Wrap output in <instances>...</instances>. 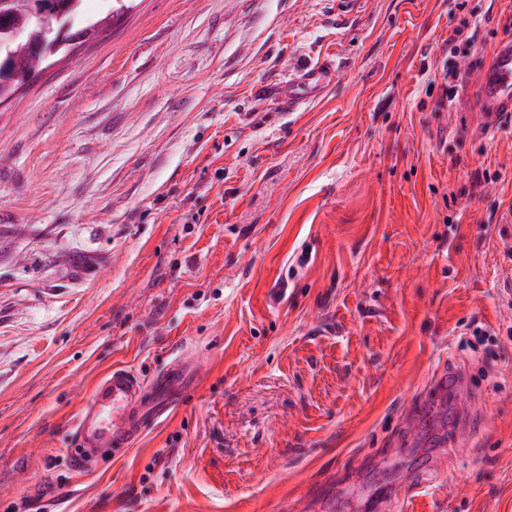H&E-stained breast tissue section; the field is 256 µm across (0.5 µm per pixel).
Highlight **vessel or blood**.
Returning <instances> with one entry per match:
<instances>
[{
    "label": "vessel or blood",
    "mask_w": 512,
    "mask_h": 512,
    "mask_svg": "<svg viewBox=\"0 0 512 512\" xmlns=\"http://www.w3.org/2000/svg\"><path fill=\"white\" fill-rule=\"evenodd\" d=\"M335 79L333 61L321 57L290 72L278 95L292 109L323 95ZM475 93L478 129L483 136H493L512 122V39L494 46L477 77ZM200 381L198 364L181 357L148 386L131 370L112 369L95 386L76 420L80 446L72 457L74 467L87 468L91 452L109 448L117 453L129 447L145 422L168 414Z\"/></svg>",
    "instance_id": "1"
}]
</instances>
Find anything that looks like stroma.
Listing matches in <instances>:
<instances>
[{"mask_svg": "<svg viewBox=\"0 0 512 512\" xmlns=\"http://www.w3.org/2000/svg\"><path fill=\"white\" fill-rule=\"evenodd\" d=\"M71 33L0 104V512H512V124L452 116L512 0H88ZM178 356L198 388L76 470L95 383ZM336 73L335 64L328 57L298 66L279 86V99L289 110L318 98L334 84Z\"/></svg>", "mask_w": 512, "mask_h": 512, "instance_id": "obj_1", "label": "stroma"}]
</instances>
